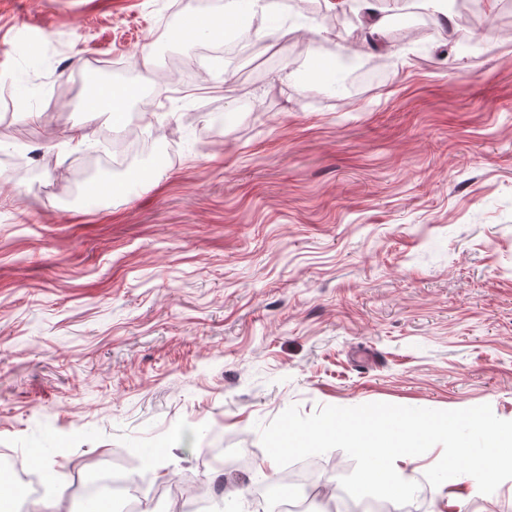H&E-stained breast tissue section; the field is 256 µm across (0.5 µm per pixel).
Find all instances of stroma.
<instances>
[{
  "label": "stroma",
  "instance_id": "35a3bbf8",
  "mask_svg": "<svg viewBox=\"0 0 512 512\" xmlns=\"http://www.w3.org/2000/svg\"><path fill=\"white\" fill-rule=\"evenodd\" d=\"M156 0H0V451L33 466L55 512H83L76 479L119 452L163 440L158 464L127 469L147 512H170L176 477L201 480L195 512L267 458L259 427L290 406L368 403L456 410L490 405L512 421V19L484 0L477 46L440 0L431 30L400 44L360 95L337 92L313 59L372 53L341 28L278 10L282 34L253 54L184 73L192 42L161 30ZM168 65L134 112L158 130L151 179L96 205L57 182L117 183L102 141L122 131L85 108L84 71ZM290 70L292 78L279 75ZM67 109L47 114L55 86ZM86 136L71 148L72 128ZM23 153L24 171L4 175ZM224 451L215 466L207 449ZM441 447L403 462L419 482L398 512H512V479L474 495L460 475L434 487ZM318 466L337 502L353 461Z\"/></svg>",
  "mask_w": 512,
  "mask_h": 512
}]
</instances>
